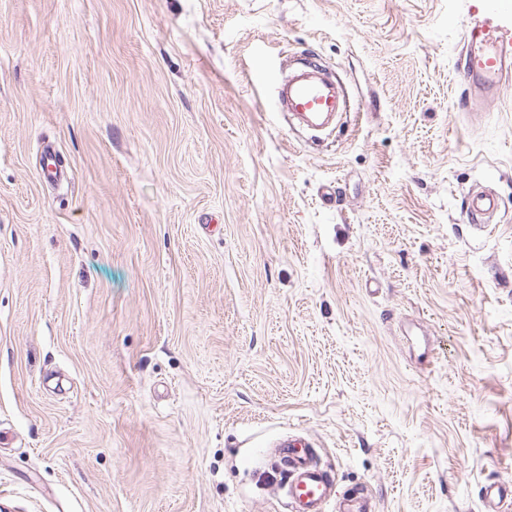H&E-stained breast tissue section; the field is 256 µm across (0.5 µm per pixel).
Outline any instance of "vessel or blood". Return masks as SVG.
Here are the masks:
<instances>
[{"label":"vessel or blood","mask_w":512,"mask_h":512,"mask_svg":"<svg viewBox=\"0 0 512 512\" xmlns=\"http://www.w3.org/2000/svg\"><path fill=\"white\" fill-rule=\"evenodd\" d=\"M457 72L468 96L495 97L512 83V34L487 19L463 22ZM280 105L299 124L320 129L331 124L344 108L335 82L310 66L286 77L277 89ZM498 210L494 193L479 187L469 195L467 211L471 223L486 224ZM280 464L288 473L289 512H372L361 496L337 499L331 476L314 460L312 446L304 438H288L277 449ZM487 506L512 503V484L493 481L483 486Z\"/></svg>","instance_id":"1"}]
</instances>
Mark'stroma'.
Returning <instances> with one entry per match:
<instances>
[{
  "label": "stroma",
  "instance_id": "1",
  "mask_svg": "<svg viewBox=\"0 0 512 512\" xmlns=\"http://www.w3.org/2000/svg\"><path fill=\"white\" fill-rule=\"evenodd\" d=\"M471 12L512 28V0H0V506L286 512L266 450L305 435L376 512H488L512 85L459 109ZM302 59L349 100L317 143L275 101ZM498 210V201L494 193L479 187L469 195L467 201L468 216L472 224H488Z\"/></svg>",
  "mask_w": 512,
  "mask_h": 512
}]
</instances>
